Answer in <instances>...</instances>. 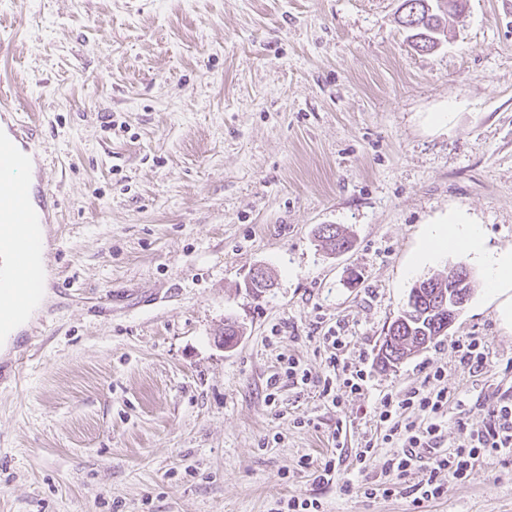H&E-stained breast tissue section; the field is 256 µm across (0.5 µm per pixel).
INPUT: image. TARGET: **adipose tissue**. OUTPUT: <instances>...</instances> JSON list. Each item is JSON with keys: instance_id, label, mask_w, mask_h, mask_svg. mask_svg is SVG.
<instances>
[{"instance_id": "adipose-tissue-1", "label": "adipose tissue", "mask_w": 512, "mask_h": 512, "mask_svg": "<svg viewBox=\"0 0 512 512\" xmlns=\"http://www.w3.org/2000/svg\"><path fill=\"white\" fill-rule=\"evenodd\" d=\"M456 251L467 253L482 267L484 288L497 299L499 318L512 325V247L489 249L480 226L465 220L461 213L449 212L428 229L411 266L416 269Z\"/></svg>"}]
</instances>
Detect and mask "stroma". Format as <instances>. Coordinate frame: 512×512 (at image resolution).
Listing matches in <instances>:
<instances>
[{"instance_id":"obj_1","label":"stroma","mask_w":512,"mask_h":512,"mask_svg":"<svg viewBox=\"0 0 512 512\" xmlns=\"http://www.w3.org/2000/svg\"><path fill=\"white\" fill-rule=\"evenodd\" d=\"M400 4L0 0V82L34 119L59 200L49 298L0 350L19 366L0 382V512H278L292 496L325 512H512V463L495 460L418 506L340 489L384 393L443 367L453 442L512 387V327L475 262L408 269L452 209L512 247V0H467L424 53ZM326 224L349 251L322 248ZM458 265L475 283L447 334L382 367L410 288ZM257 267L273 281L259 295ZM331 329L366 373L336 405L316 387ZM471 336L489 347L475 373L454 349ZM291 357L313 384L269 404ZM335 451V484L298 466Z\"/></svg>"}]
</instances>
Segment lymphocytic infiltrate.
<instances>
[{
	"instance_id": "f902f5d3",
	"label": "lymphocytic infiltrate",
	"mask_w": 512,
	"mask_h": 512,
	"mask_svg": "<svg viewBox=\"0 0 512 512\" xmlns=\"http://www.w3.org/2000/svg\"><path fill=\"white\" fill-rule=\"evenodd\" d=\"M331 350L326 359L330 371L325 377L320 394L335 398L336 387L359 391L364 382L363 369L342 366L338 363V351L349 344L347 337L333 333L325 337ZM443 368L430 372L422 386L405 394L385 393L377 413L378 439L366 440L362 450L352 462V480L346 481L343 492L359 490L367 496H385L400 493L405 478L414 472L420 480L410 486L414 503L442 498L448 492V484L468 477L474 466L487 459L512 461V394H502L486 410L483 427L476 431H462L452 447H445L448 434V390L441 387ZM399 443L401 450L387 459L381 469L383 479L373 482L369 478L375 450L379 444Z\"/></svg>"
}]
</instances>
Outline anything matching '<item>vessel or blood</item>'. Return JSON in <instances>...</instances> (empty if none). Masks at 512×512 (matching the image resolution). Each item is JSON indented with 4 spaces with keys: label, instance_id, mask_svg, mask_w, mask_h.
<instances>
[{
    "label": "vessel or blood",
    "instance_id": "1",
    "mask_svg": "<svg viewBox=\"0 0 512 512\" xmlns=\"http://www.w3.org/2000/svg\"><path fill=\"white\" fill-rule=\"evenodd\" d=\"M27 162L30 175L20 179L12 170ZM42 144L19 122L16 109L0 105V326L23 304L18 287L33 289L40 271L34 256L40 248L42 228L53 220L58 199L43 177Z\"/></svg>",
    "mask_w": 512,
    "mask_h": 512
}]
</instances>
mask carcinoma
I'll return each mask as SVG.
<instances>
[{
	"label": "carcinoma",
	"instance_id": "1",
	"mask_svg": "<svg viewBox=\"0 0 512 512\" xmlns=\"http://www.w3.org/2000/svg\"><path fill=\"white\" fill-rule=\"evenodd\" d=\"M461 2L454 0V5L450 6L434 0H402L405 9L399 21L412 32L413 46L417 51L429 52L437 46L439 36L444 34L442 14L458 10ZM319 237L334 253L348 250L353 244L350 237L331 224L320 228ZM464 278L467 279L464 288L472 291V272L461 265L448 271L444 279L432 276L415 282L410 289L406 309L396 319L397 334L387 351L390 363L397 364L412 351L431 343L440 335L441 323L449 313L461 311L455 306V297L457 283ZM443 296L447 297L444 304L438 302Z\"/></svg>",
	"mask_w": 512,
	"mask_h": 512
}]
</instances>
